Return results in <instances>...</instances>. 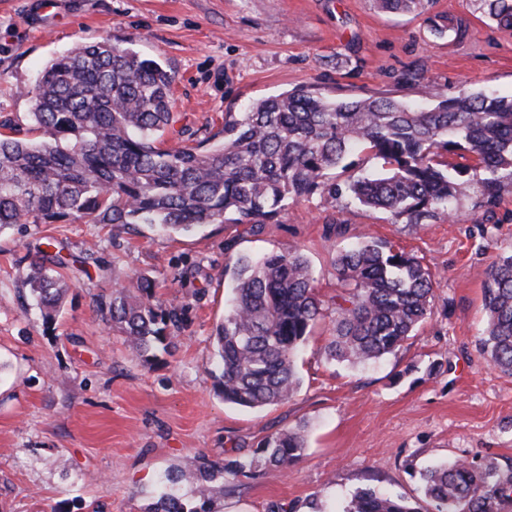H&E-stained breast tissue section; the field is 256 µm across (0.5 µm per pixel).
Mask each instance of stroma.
<instances>
[{"label": "stroma", "instance_id": "1", "mask_svg": "<svg viewBox=\"0 0 512 512\" xmlns=\"http://www.w3.org/2000/svg\"><path fill=\"white\" fill-rule=\"evenodd\" d=\"M434 16L464 19L467 36L435 35ZM102 39L130 41L174 73L170 145L212 146L225 113L301 87L339 100L395 90L419 106L433 91L512 97V29L475 0H424L419 13L383 12L374 0H60L42 13L35 0H0V125L29 137L39 72ZM481 200L468 189L453 223L396 222L316 196L254 233L212 224L168 235L81 220L0 230V512H149L165 491L193 508L201 461L248 456L266 435L300 423L302 460L287 472L214 474L213 512H342L366 487L432 512L424 469L489 460L512 474V376L478 349L487 266L512 252V185L493 208ZM358 233L418 256L436 290L416 336L382 362L351 367L329 362L325 346L339 292L332 260ZM50 241L78 262L62 269L63 313L48 322L21 275ZM294 246L310 260L326 310L297 358L301 386L261 410L225 404L213 376L224 267ZM137 276L180 310L174 348L149 363L106 327L97 304Z\"/></svg>", "mask_w": 512, "mask_h": 512}]
</instances>
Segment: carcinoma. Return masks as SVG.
Wrapping results in <instances>:
<instances>
[{
    "instance_id": "obj_1",
    "label": "carcinoma",
    "mask_w": 512,
    "mask_h": 512,
    "mask_svg": "<svg viewBox=\"0 0 512 512\" xmlns=\"http://www.w3.org/2000/svg\"><path fill=\"white\" fill-rule=\"evenodd\" d=\"M389 12L420 0H376ZM499 26L512 28V0H480ZM461 39L467 24L433 23ZM174 76L158 60L120 41L79 44L41 73L29 116L44 138L0 133V229L11 224H148L167 233L209 224L259 229L315 195L380 209L409 223L440 214L471 183L489 206L512 185V98L466 91L418 110L388 95L337 101L312 88L261 99L246 112L224 113L222 140L167 147L173 125ZM381 169L349 174L354 153ZM60 253L29 262L24 283L46 320L59 315L67 285ZM336 295L328 359L351 366L395 354L431 316L434 275L416 256L387 241L358 238L334 260ZM224 320L215 336L218 393L224 402L259 410L297 392L296 357L324 316L314 272L301 249L238 257ZM128 347L147 361L168 350L179 330L178 308L154 296L139 278L98 301ZM485 325L479 351L512 376V254L492 257L482 291ZM301 427L275 431L251 455L224 460L222 470L250 476L260 467L287 471L303 457ZM434 512H497L512 495V476L496 465L454 462L420 473ZM200 509L171 493L155 512H208L211 487L198 485ZM343 512H420L402 495L357 491Z\"/></svg>"
}]
</instances>
